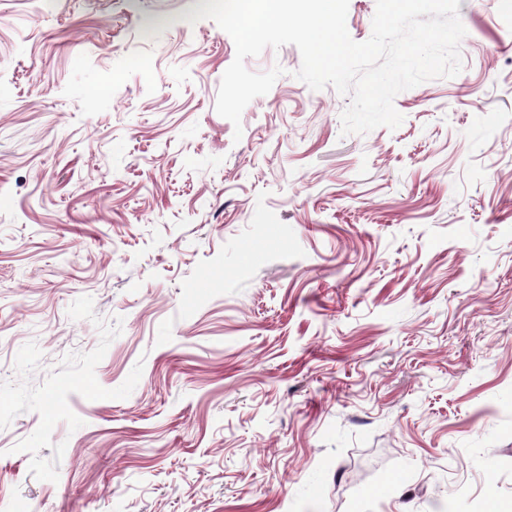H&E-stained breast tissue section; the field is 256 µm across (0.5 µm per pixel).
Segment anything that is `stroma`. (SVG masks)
<instances>
[{
	"mask_svg": "<svg viewBox=\"0 0 512 512\" xmlns=\"http://www.w3.org/2000/svg\"><path fill=\"white\" fill-rule=\"evenodd\" d=\"M204 3L0 0V512H512V0L347 136Z\"/></svg>",
	"mask_w": 512,
	"mask_h": 512,
	"instance_id": "1",
	"label": "stroma"
}]
</instances>
